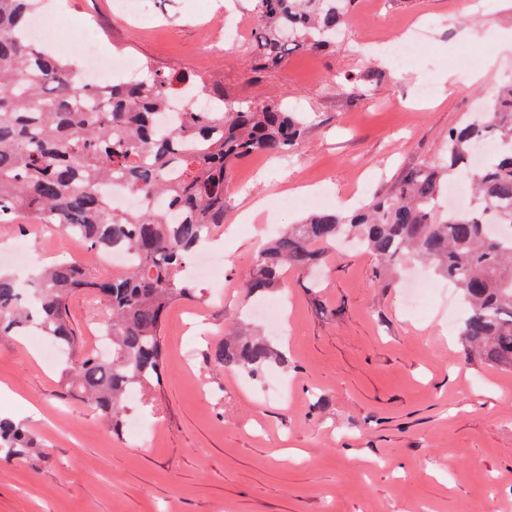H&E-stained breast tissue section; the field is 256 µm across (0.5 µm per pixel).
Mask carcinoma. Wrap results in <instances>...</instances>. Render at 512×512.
<instances>
[{
    "instance_id": "carcinoma-1",
    "label": "carcinoma",
    "mask_w": 512,
    "mask_h": 512,
    "mask_svg": "<svg viewBox=\"0 0 512 512\" xmlns=\"http://www.w3.org/2000/svg\"><path fill=\"white\" fill-rule=\"evenodd\" d=\"M253 40L264 66L282 64L291 50L317 51L343 35L355 0H251ZM38 0H0V223L25 214L55 225L96 251H125L131 263L110 279L58 261L20 285L0 270V335L22 336L34 327L66 354V391L118 431L130 391L159 381L162 327L170 307L194 295L184 271L224 223L229 171L254 154L285 157L302 143L304 119L279 102L259 107L224 104L221 112L162 114L184 89L203 91L195 78L167 74L145 63L146 78L116 81L101 90L73 80L74 63L27 39ZM505 148L471 167L474 146ZM460 173L477 204L437 214L448 176ZM160 197L162 210L112 209L106 182ZM495 223L512 228V81L493 89L490 110L448 130L440 163L405 172L393 191L351 215L315 213L292 224L261 251L244 284L260 296L287 267L304 271L351 233L387 263L407 255L428 261L461 291L467 346L512 370V231L489 235ZM76 293L96 296L112 357L85 349L68 309ZM263 338L226 339L215 365L250 378L281 362ZM37 444L21 425L0 418V449L18 457Z\"/></svg>"
}]
</instances>
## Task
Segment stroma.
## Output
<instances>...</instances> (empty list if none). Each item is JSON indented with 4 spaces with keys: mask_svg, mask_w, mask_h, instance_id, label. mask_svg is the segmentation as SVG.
I'll use <instances>...</instances> for the list:
<instances>
[{
    "mask_svg": "<svg viewBox=\"0 0 512 512\" xmlns=\"http://www.w3.org/2000/svg\"><path fill=\"white\" fill-rule=\"evenodd\" d=\"M112 2L42 6L67 17L70 56L94 27L103 53L201 75L231 100L296 106L307 135L287 158L233 167L213 238L224 287L193 278L195 298L169 310L160 384L127 403L140 436L113 433L68 395L42 339L0 336V413L44 447L0 461V512H512V372L467 348L446 279L402 260L383 272L346 241L266 294L283 310L278 332L250 315L244 288L272 231L302 217L277 211L280 196L306 186L333 211L346 196L357 205L389 194L406 170L442 156L449 129L512 80V52L497 42L512 29V0H358L336 46L262 71L250 0H143L150 25ZM228 12L238 42L206 54ZM419 22L431 30L411 65L371 48ZM467 35L481 53L463 52ZM426 82L436 97L423 102ZM18 243L29 267L64 257L112 275L82 241L25 216L0 224V251ZM418 274L429 289L412 310L405 299ZM232 327L275 339L284 364L255 380L219 370L208 346Z\"/></svg>",
    "mask_w": 512,
    "mask_h": 512,
    "instance_id": "35a3bbf8",
    "label": "stroma"
}]
</instances>
